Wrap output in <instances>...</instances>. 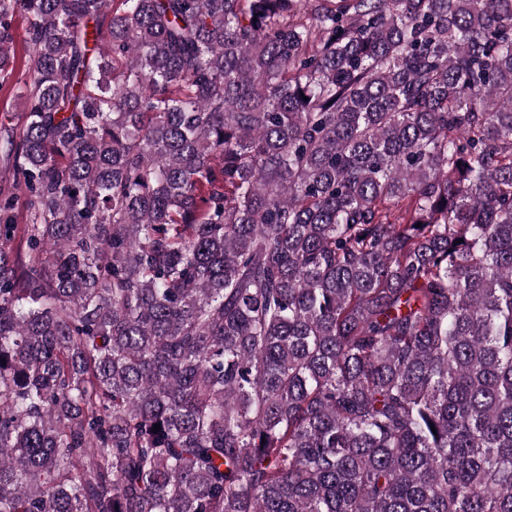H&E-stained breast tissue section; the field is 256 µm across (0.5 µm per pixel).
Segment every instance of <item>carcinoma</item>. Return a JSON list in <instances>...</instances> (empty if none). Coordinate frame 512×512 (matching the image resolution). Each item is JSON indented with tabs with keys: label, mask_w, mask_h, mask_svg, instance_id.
Masks as SVG:
<instances>
[{
	"label": "carcinoma",
	"mask_w": 512,
	"mask_h": 512,
	"mask_svg": "<svg viewBox=\"0 0 512 512\" xmlns=\"http://www.w3.org/2000/svg\"><path fill=\"white\" fill-rule=\"evenodd\" d=\"M10 82L0 512H512V0H0Z\"/></svg>",
	"instance_id": "obj_1"
}]
</instances>
